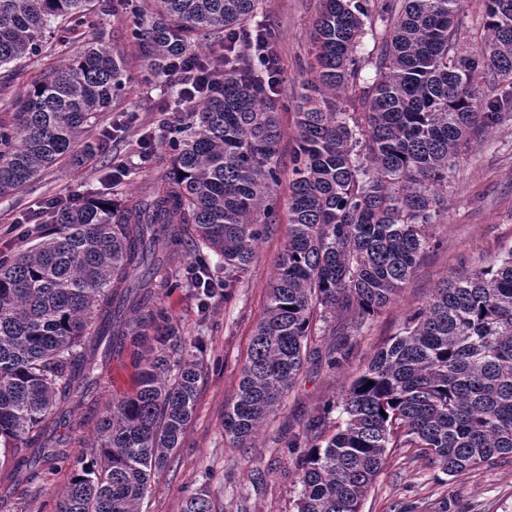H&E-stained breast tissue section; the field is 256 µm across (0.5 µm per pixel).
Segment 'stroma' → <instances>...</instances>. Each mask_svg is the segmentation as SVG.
I'll return each instance as SVG.
<instances>
[{
	"mask_svg": "<svg viewBox=\"0 0 512 512\" xmlns=\"http://www.w3.org/2000/svg\"><path fill=\"white\" fill-rule=\"evenodd\" d=\"M317 6L318 0H260L257 19L276 40L288 83L301 79ZM96 8L101 12L98 36L126 58L132 75L110 111L82 135L92 143L105 141V151L78 166L59 162L31 186L0 196V256L27 249L30 239L23 221H46V214L37 211L46 200L89 194L127 204L135 199L137 186L161 177L170 167L165 129L181 123L183 115L175 111L173 96L162 95L159 85L174 83L175 78L166 74L143 84L145 63L126 40L132 15L113 9L112 0H96ZM56 63V57L44 52L0 68L1 120L11 119L18 94ZM145 133L153 137L152 159L146 163L139 158L138 143ZM110 155L119 157L127 169L121 181H113L106 165ZM446 197L448 209L435 227L439 245L427 249L395 303L360 326L348 312L318 323L295 384L247 450L225 436L224 411L235 400L268 286L288 239V221L280 219L258 245L248 273L235 288L224 289V269L214 263L209 269L215 289L209 296L193 287L186 270L174 273V288L160 290L157 303L185 339L198 345L200 379L192 420L168 467L152 478L140 512H183L187 497L201 490L209 495L213 512H296L301 451L289 447V440L301 436L320 414L325 427H332L336 417L324 414V407L338 399L447 276L461 267L490 266L512 248V120L477 130L471 144L460 149L448 170ZM136 381L137 370L127 357L103 372L97 404L83 407V427L66 435L71 456L83 454L94 443L106 402L132 390ZM39 469L36 483L15 486L16 512H55L70 465L43 463ZM362 512H512V461L451 480L413 449H399L387 457Z\"/></svg>",
	"mask_w": 512,
	"mask_h": 512,
	"instance_id": "stroma-1",
	"label": "stroma"
}]
</instances>
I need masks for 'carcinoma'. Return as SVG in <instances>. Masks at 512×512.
<instances>
[{
    "label": "carcinoma",
    "mask_w": 512,
    "mask_h": 512,
    "mask_svg": "<svg viewBox=\"0 0 512 512\" xmlns=\"http://www.w3.org/2000/svg\"><path fill=\"white\" fill-rule=\"evenodd\" d=\"M259 0H115L155 75L224 30L223 84L168 137L170 170L135 204L81 200L52 209L53 230L0 259V466L33 482L38 465L69 460L52 444L60 404L95 397L98 370L130 352L136 388L114 396L98 444L71 461L57 512H139L151 475L189 425L200 370L154 301L181 256L207 250L224 288L248 271L274 231L279 117L288 87ZM479 45L464 48L459 0H320L297 93L288 171V240L241 370L224 433L253 447L299 373L316 323L343 309L358 322L393 303L445 210L448 165L477 127L512 117V0H483ZM383 26L365 60L366 23ZM98 24L93 0H0V67L48 50L69 62L19 94L0 124V195L31 185L112 107L125 58L79 41ZM376 73L361 78L364 63ZM374 384H368V381ZM323 417L305 448L297 512H361L390 448H414L455 478L512 458V249L459 271L412 313ZM184 512H211L208 495Z\"/></svg>",
    "instance_id": "cac0c4a2"
}]
</instances>
